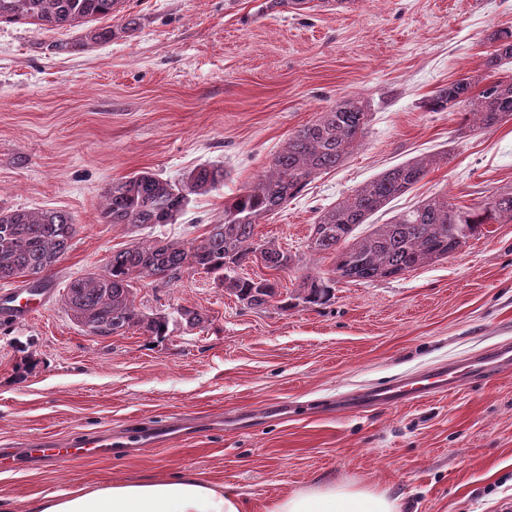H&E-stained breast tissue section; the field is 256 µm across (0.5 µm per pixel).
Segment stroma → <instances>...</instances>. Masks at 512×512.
Returning <instances> with one entry per match:
<instances>
[{
  "label": "stroma",
  "mask_w": 512,
  "mask_h": 512,
  "mask_svg": "<svg viewBox=\"0 0 512 512\" xmlns=\"http://www.w3.org/2000/svg\"><path fill=\"white\" fill-rule=\"evenodd\" d=\"M126 17L134 34L119 31ZM100 24L118 34L92 45L78 28L0 24V209L61 210L77 227L48 274L55 292L43 312L0 314V448L180 429L109 458L0 471V498L23 512L52 492L194 471L253 512L332 477L387 490L400 512H512V372L393 409L336 406L357 388L512 341V223L396 278L337 281L322 305L250 309L201 271L138 282L137 303L173 317L162 340L89 335L63 305L71 280L145 236L102 223L112 180L224 166L223 185L154 231L201 239L290 135L350 95L371 103L361 146L255 228L299 263L276 272L249 262L242 275L277 280L285 297L307 272L331 276L333 256L307 249L318 215L416 156L444 151L448 161L374 223L438 194L471 206L512 187V119L472 129L458 110L426 106L450 81L489 77V38L512 29V0H352L342 12L328 0L300 10L125 0ZM184 308L204 322L176 321Z\"/></svg>",
  "instance_id": "obj_1"
}]
</instances>
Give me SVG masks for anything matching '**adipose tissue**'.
I'll use <instances>...</instances> for the list:
<instances>
[{"label":"adipose tissue","instance_id":"ef3b65f1","mask_svg":"<svg viewBox=\"0 0 512 512\" xmlns=\"http://www.w3.org/2000/svg\"><path fill=\"white\" fill-rule=\"evenodd\" d=\"M27 512H251L232 488L185 471L170 477L115 480L33 499ZM267 512H399L397 501L373 486L318 480L275 499Z\"/></svg>","mask_w":512,"mask_h":512}]
</instances>
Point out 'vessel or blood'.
I'll list each match as a JSON object with an SVG mask.
<instances>
[{
	"label": "vessel or blood",
	"instance_id": "1",
	"mask_svg": "<svg viewBox=\"0 0 512 512\" xmlns=\"http://www.w3.org/2000/svg\"><path fill=\"white\" fill-rule=\"evenodd\" d=\"M51 289L38 290L22 285L0 295V312L20 320L31 318L49 301ZM512 369V346L502 344L479 356L436 366L430 372L414 378H405L358 392L345 400L350 409L366 406L397 407L438 393L459 389L472 380L490 372ZM112 434L108 431L81 433L67 442L42 440L37 446L23 443L11 448H0V468L23 471L43 462L63 463L93 457L111 456Z\"/></svg>",
	"mask_w": 512,
	"mask_h": 512
}]
</instances>
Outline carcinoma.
<instances>
[{"instance_id":"1","label":"carcinoma","mask_w":512,"mask_h":512,"mask_svg":"<svg viewBox=\"0 0 512 512\" xmlns=\"http://www.w3.org/2000/svg\"><path fill=\"white\" fill-rule=\"evenodd\" d=\"M123 0H0V23L28 20L52 27H81L86 44L107 42L112 28L91 22L120 12ZM512 62V30L490 37L486 65ZM432 111L457 109L481 129L512 118V76L489 83L474 77L439 87L428 100ZM371 115L370 102L346 97L304 125L273 156L269 168L244 192L224 202V218L199 241L143 240L112 253L98 272L70 281L64 306L92 336H125L137 330L160 339L170 335L166 313H147L136 303L134 283L148 275L170 283L188 269L213 274L246 307L264 308L279 296L276 284L238 273L260 256L265 268H290L295 256L255 239V226L300 194L318 175L340 167L361 145ZM448 160L433 154L394 165L323 211L312 225L308 248L335 255L333 278L303 277L295 298L308 305L326 302L336 279L374 281L399 276L446 258L482 233L488 224L512 223V189L496 192L473 206H459L448 195L421 201L365 236L355 230L392 200L408 193L429 169ZM224 182V168L205 165L177 181L147 171L112 181L99 204L105 224L153 228L173 224L191 200ZM76 224L58 210L0 211V282L26 277L38 286L71 248Z\"/></svg>"}]
</instances>
